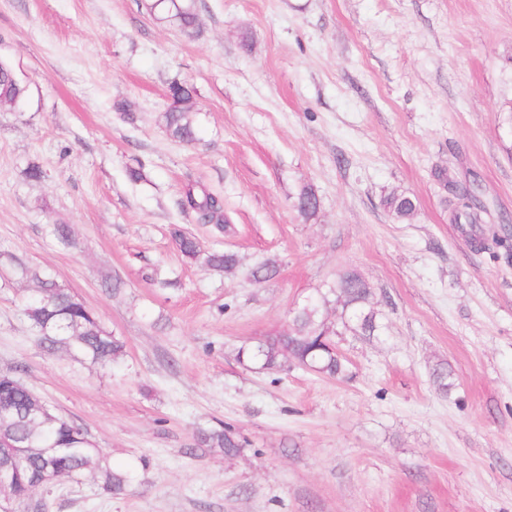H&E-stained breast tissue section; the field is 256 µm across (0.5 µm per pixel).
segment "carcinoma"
<instances>
[{
	"mask_svg": "<svg viewBox=\"0 0 512 512\" xmlns=\"http://www.w3.org/2000/svg\"><path fill=\"white\" fill-rule=\"evenodd\" d=\"M144 6L155 19L177 26L188 36L196 34L193 0H144ZM193 95L194 88L182 82L174 81L167 89L165 127L170 138L180 144L189 145L197 140L188 107ZM26 97L27 88L14 67L5 61L0 63V98L11 107L20 108ZM382 205L398 221L411 217L416 210L410 196L395 190L382 198ZM449 205L454 220L479 222L477 206L468 188L452 190ZM182 207L194 214L198 224H211L219 233L232 231L222 198L211 192L203 190L197 194L187 189ZM294 208L307 221L317 215L320 200L313 188H302ZM169 233L177 249L189 260H199L208 269L226 274L240 267L237 253L204 252L198 239L178 224L172 225ZM278 268L277 260L266 259L254 265L248 276L254 283L262 284L274 278ZM31 277L37 288L26 303L24 314L46 351H73L102 368L123 358L124 341L105 331L95 312L81 299L46 275L34 271ZM332 301L341 306L340 322L336 324L325 317ZM376 318L372 289L359 273L347 271L318 297L295 308L287 333L240 348L237 360L247 368L258 365L268 372L297 366L320 376L338 378L347 372L348 360L334 337L348 330L371 333L377 328ZM13 379L15 376L9 373L0 374V436L6 440L0 446V470L10 474L7 489L13 500L24 503L39 487L85 474L96 478L100 488L114 497L130 490L137 480L136 468L120 469L106 464L83 426L46 408V403L24 385L13 384ZM195 448H218L224 456L232 457L240 452L243 443L231 428L224 427L199 432Z\"/></svg>",
	"mask_w": 512,
	"mask_h": 512,
	"instance_id": "carcinoma-1",
	"label": "carcinoma"
}]
</instances>
